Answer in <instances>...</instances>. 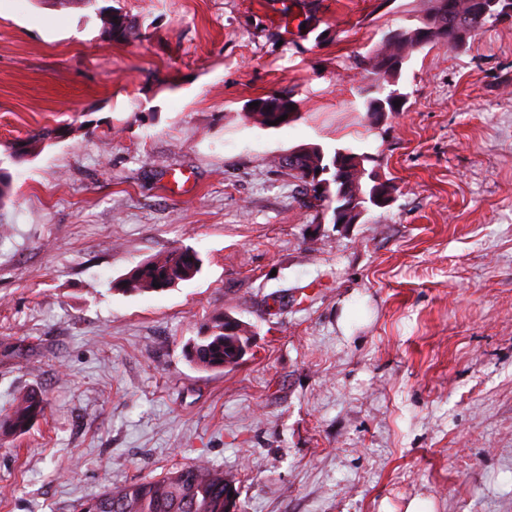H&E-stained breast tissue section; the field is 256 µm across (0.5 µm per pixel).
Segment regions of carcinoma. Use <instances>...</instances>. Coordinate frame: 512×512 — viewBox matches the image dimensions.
<instances>
[{"instance_id":"obj_1","label":"carcinoma","mask_w":512,"mask_h":512,"mask_svg":"<svg viewBox=\"0 0 512 512\" xmlns=\"http://www.w3.org/2000/svg\"><path fill=\"white\" fill-rule=\"evenodd\" d=\"M112 40L128 42L143 33L128 20L119 8H112ZM505 19L491 8L490 0H432L430 11L415 28L389 31L381 47L365 63L366 71L378 78L397 73L408 55L425 47L444 45L450 50L463 48L468 38L488 25ZM282 115L292 116L289 101L277 95L258 100L246 118L261 125ZM60 130L47 129L20 141L12 149L11 158L20 162L37 154L50 140L59 138ZM351 156L337 150L326 158L317 145L307 146L294 157L279 158L278 166L299 181L300 194L327 206L332 223H337L338 210L347 202V195L357 191L362 203L373 202L377 186L366 185V170H357L349 163ZM324 176L316 177V170ZM202 260L189 247H175L132 268L116 283L127 294L161 292L200 273ZM158 286H153V283ZM250 330L239 319L224 312L212 318L201 336L189 344V361L206 370H224L234 362L241 348L249 342ZM46 401L42 393L31 390L19 395L11 406L0 413V436L17 437L30 431L37 418L44 415ZM224 469L208 461L197 460L173 469L160 478H148L123 487L110 488L82 503L79 512H226Z\"/></svg>"}]
</instances>
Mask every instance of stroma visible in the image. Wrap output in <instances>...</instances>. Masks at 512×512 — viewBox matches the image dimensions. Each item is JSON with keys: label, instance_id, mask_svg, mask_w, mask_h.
Listing matches in <instances>:
<instances>
[{"label": "stroma", "instance_id": "stroma-1", "mask_svg": "<svg viewBox=\"0 0 512 512\" xmlns=\"http://www.w3.org/2000/svg\"><path fill=\"white\" fill-rule=\"evenodd\" d=\"M0 0V409L46 410L0 441V512H76L206 459L240 512H512V24L457 51L361 60L431 0ZM400 94L398 112L371 99ZM271 95L296 115L246 114ZM66 134L29 161L13 143ZM363 155L389 206L332 223L275 167L302 145ZM179 246L201 272L114 289ZM242 362L186 346L212 316ZM112 11L115 13L114 16ZM112 11H106L104 14L105 28L112 32V41L128 42L143 36L139 27L129 21V17L120 8L112 7ZM113 17H116V20H113ZM249 336L246 324L230 313L222 312L213 317L201 336L189 344L187 356L202 369L224 371L227 368L224 364L233 363L241 348L247 346ZM45 409L46 401L41 392L31 390L19 395L0 413V436L17 437L28 433Z\"/></svg>", "mask_w": 512, "mask_h": 512}]
</instances>
